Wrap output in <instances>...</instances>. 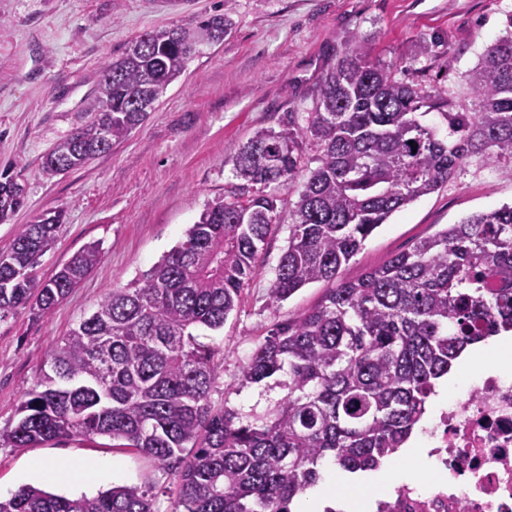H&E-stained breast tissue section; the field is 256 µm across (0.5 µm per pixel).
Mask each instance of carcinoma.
I'll list each match as a JSON object with an SVG mask.
<instances>
[{"instance_id": "1", "label": "carcinoma", "mask_w": 512, "mask_h": 512, "mask_svg": "<svg viewBox=\"0 0 512 512\" xmlns=\"http://www.w3.org/2000/svg\"><path fill=\"white\" fill-rule=\"evenodd\" d=\"M230 25L211 16L215 39ZM466 80L478 103L451 101L396 77L352 43L326 76L298 129L258 132L232 159L243 183L206 205L185 238L150 269L112 288L49 351V370L0 430V444L35 448L108 436L176 480L170 512H292L320 466L375 471L411 437L437 382L466 351L512 333V205L472 215L278 325L241 367V385L284 390L262 414L214 407L224 356L198 342L239 309L277 228L283 190L298 174V139L320 148L294 205L270 300L278 304L341 267L395 212L439 190L470 158L512 163V15ZM192 44L146 33L103 71L92 118L42 161L52 176L79 170L126 140L145 105L177 81ZM437 111L448 135L418 119ZM16 165L0 171V224L25 203ZM63 224L59 211L23 225L0 252V320L20 309L46 316L101 260L85 245L43 280L41 258ZM0 512H155L150 491L114 486L76 498L27 485Z\"/></svg>"}]
</instances>
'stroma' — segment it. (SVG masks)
I'll return each mask as SVG.
<instances>
[{
    "instance_id": "stroma-1",
    "label": "stroma",
    "mask_w": 512,
    "mask_h": 512,
    "mask_svg": "<svg viewBox=\"0 0 512 512\" xmlns=\"http://www.w3.org/2000/svg\"><path fill=\"white\" fill-rule=\"evenodd\" d=\"M228 14L231 25L211 41L200 18ZM512 0H0V168L17 162L24 206L0 224V251L37 216L65 215L55 248L40 262L42 277L85 244L101 245L88 277L46 316L18 311L0 321V429L14 424L51 347L93 312L113 288L148 270L183 237L205 205L237 183L232 158L260 131L303 126L321 84L353 42L371 60L396 65L397 78L436 90L464 111L475 109L463 80L486 48L506 34ZM170 30L194 34L181 77L123 143L85 167L46 176L42 158L90 119L103 68L139 36ZM300 174L284 191L276 232L241 308L223 328L198 329L204 345L224 355L211 401L264 412L281 391L242 386L240 367L275 324L322 301L326 283L305 286L279 304L269 289L288 245L293 205L320 150L299 141ZM512 203V164L471 159L436 192L395 212L365 241L340 277L354 280L465 218ZM34 459L99 467L85 484L52 481L45 488L76 497L117 485L147 488L156 512H169L171 477L110 438L50 442L35 448L0 445V498L28 480Z\"/></svg>"
}]
</instances>
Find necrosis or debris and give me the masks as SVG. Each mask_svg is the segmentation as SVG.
<instances>
[{
  "label": "necrosis or debris",
  "instance_id": "4bbe7bcc",
  "mask_svg": "<svg viewBox=\"0 0 512 512\" xmlns=\"http://www.w3.org/2000/svg\"><path fill=\"white\" fill-rule=\"evenodd\" d=\"M424 433L435 480L353 488L366 512H512V376L472 370L467 390L441 404Z\"/></svg>",
  "mask_w": 512,
  "mask_h": 512
}]
</instances>
